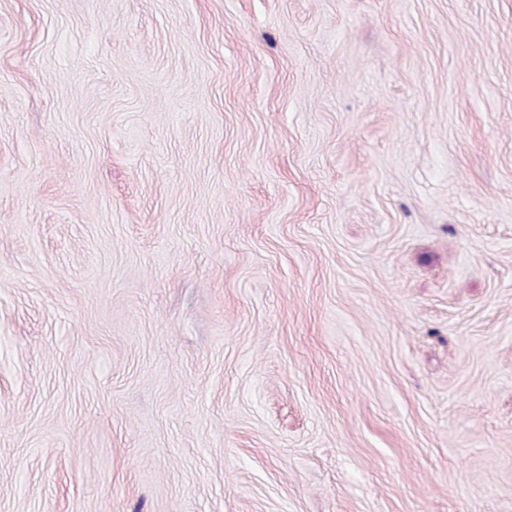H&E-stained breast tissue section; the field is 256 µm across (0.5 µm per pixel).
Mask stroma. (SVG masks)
<instances>
[{"label": "stroma", "instance_id": "35a3bbf8", "mask_svg": "<svg viewBox=\"0 0 512 512\" xmlns=\"http://www.w3.org/2000/svg\"><path fill=\"white\" fill-rule=\"evenodd\" d=\"M0 512H512V0H0Z\"/></svg>", "mask_w": 512, "mask_h": 512}]
</instances>
